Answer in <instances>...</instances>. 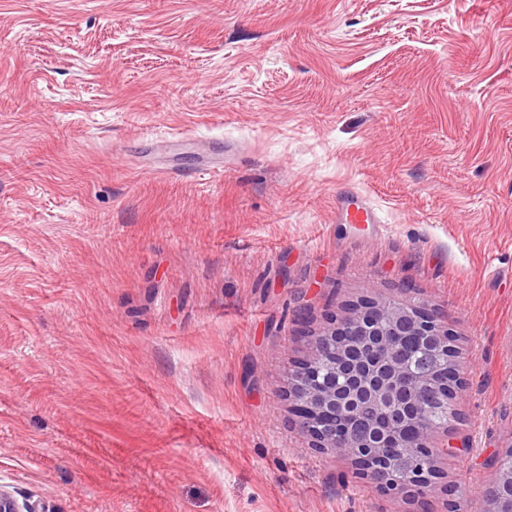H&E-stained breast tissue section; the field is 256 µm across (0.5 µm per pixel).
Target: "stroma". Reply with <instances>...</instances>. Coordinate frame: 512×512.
Instances as JSON below:
<instances>
[{"instance_id":"stroma-1","label":"stroma","mask_w":512,"mask_h":512,"mask_svg":"<svg viewBox=\"0 0 512 512\" xmlns=\"http://www.w3.org/2000/svg\"><path fill=\"white\" fill-rule=\"evenodd\" d=\"M365 296L458 337L423 497L311 448L284 394ZM511 443L512 0H0V484L49 512H484Z\"/></svg>"}]
</instances>
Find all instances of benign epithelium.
<instances>
[{"instance_id": "obj_1", "label": "benign epithelium", "mask_w": 512, "mask_h": 512, "mask_svg": "<svg viewBox=\"0 0 512 512\" xmlns=\"http://www.w3.org/2000/svg\"><path fill=\"white\" fill-rule=\"evenodd\" d=\"M333 341L320 331H308L309 350L296 379L289 381L288 400L312 447L352 459L359 475L378 480L389 491L409 492L417 488L412 473H390L393 463L379 453L381 448H399L409 454L419 448L433 460L451 452L452 445L434 443L438 433L426 418L427 407L419 402L422 390L433 382L428 373H415L398 362L394 354L399 337L416 336L423 346L434 343L448 348V326L424 307L403 305L396 300L373 298L335 318L329 331ZM352 357L342 391L323 376L336 364V350ZM370 411L363 438L355 437L359 420ZM418 433L410 444L401 435L406 422ZM506 457L498 456L497 485L490 498L503 500L512 490V467L504 468ZM0 512H42L37 505L19 503L0 484Z\"/></svg>"}]
</instances>
